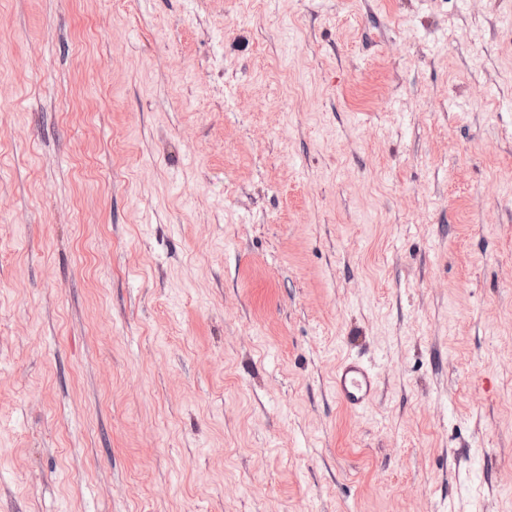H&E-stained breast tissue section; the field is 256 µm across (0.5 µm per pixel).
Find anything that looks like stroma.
Here are the masks:
<instances>
[{
    "mask_svg": "<svg viewBox=\"0 0 512 512\" xmlns=\"http://www.w3.org/2000/svg\"><path fill=\"white\" fill-rule=\"evenodd\" d=\"M0 512H512V0H0ZM336 396L351 411L368 406L377 393V376L358 358L342 359L334 377Z\"/></svg>",
    "mask_w": 512,
    "mask_h": 512,
    "instance_id": "stroma-1",
    "label": "stroma"
}]
</instances>
